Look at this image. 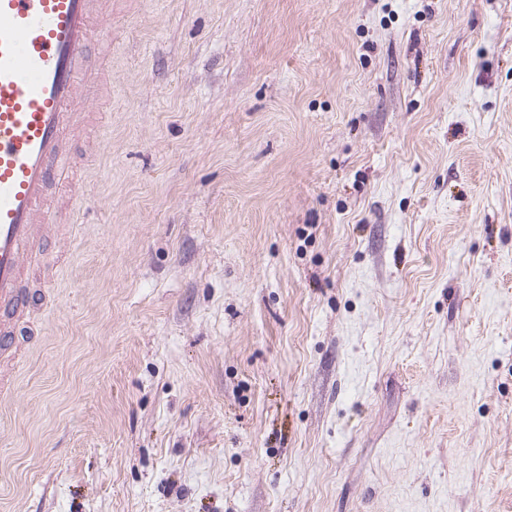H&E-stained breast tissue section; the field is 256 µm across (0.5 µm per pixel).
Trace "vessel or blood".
I'll use <instances>...</instances> for the list:
<instances>
[{"instance_id": "vessel-or-blood-1", "label": "vessel or blood", "mask_w": 512, "mask_h": 512, "mask_svg": "<svg viewBox=\"0 0 512 512\" xmlns=\"http://www.w3.org/2000/svg\"><path fill=\"white\" fill-rule=\"evenodd\" d=\"M111 19L112 0H0V401L16 393L7 364L46 294L20 284L39 230L61 222L49 186L69 188L70 215L83 205L63 140L90 124L84 101L102 72L86 66L84 53Z\"/></svg>"}]
</instances>
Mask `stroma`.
<instances>
[{"label": "stroma", "mask_w": 512, "mask_h": 512, "mask_svg": "<svg viewBox=\"0 0 512 512\" xmlns=\"http://www.w3.org/2000/svg\"><path fill=\"white\" fill-rule=\"evenodd\" d=\"M111 27L0 512H512V0Z\"/></svg>", "instance_id": "1"}]
</instances>
